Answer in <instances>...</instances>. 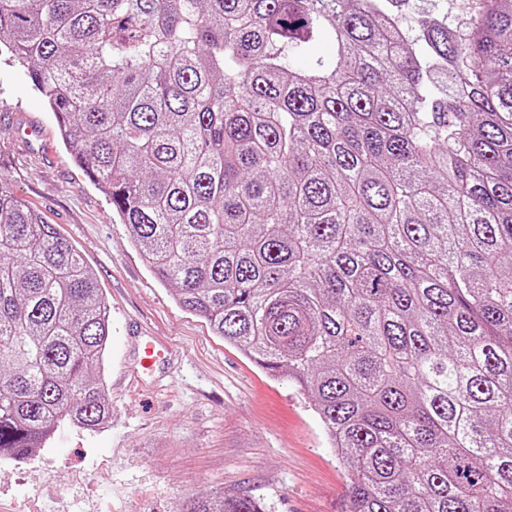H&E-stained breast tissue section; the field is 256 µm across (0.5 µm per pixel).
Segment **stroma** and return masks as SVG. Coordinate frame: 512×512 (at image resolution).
<instances>
[{"label":"stroma","mask_w":512,"mask_h":512,"mask_svg":"<svg viewBox=\"0 0 512 512\" xmlns=\"http://www.w3.org/2000/svg\"><path fill=\"white\" fill-rule=\"evenodd\" d=\"M484 0H409L404 11L470 21ZM0 180L80 251L110 308L104 364L111 420L63 425L46 448L0 459V512H182L215 493L262 512H345L346 466L299 388L181 309L132 245L108 197L63 145L26 70L0 57ZM181 351L160 379L139 377L137 335Z\"/></svg>","instance_id":"1"}]
</instances>
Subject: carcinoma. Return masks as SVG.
Instances as JSON below:
<instances>
[{
	"label": "carcinoma",
	"mask_w": 512,
	"mask_h": 512,
	"mask_svg": "<svg viewBox=\"0 0 512 512\" xmlns=\"http://www.w3.org/2000/svg\"><path fill=\"white\" fill-rule=\"evenodd\" d=\"M395 2L0 0V55L177 304L310 395L346 512H512V0ZM109 336L0 183V457L112 417ZM409 3L404 7L408 19L418 11L425 9L439 19L448 15V19H455L459 24L469 22L486 7L483 0H406Z\"/></svg>",
	"instance_id": "obj_1"
}]
</instances>
